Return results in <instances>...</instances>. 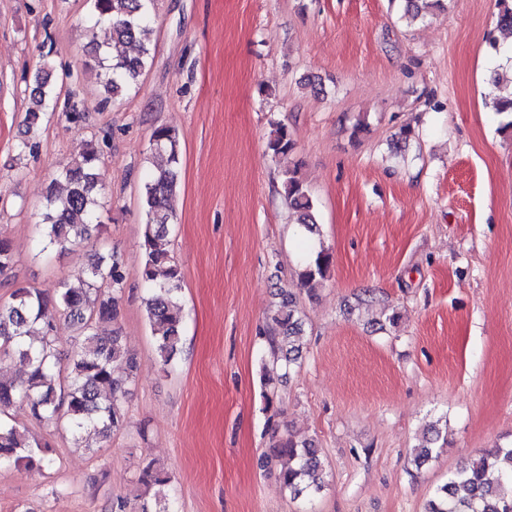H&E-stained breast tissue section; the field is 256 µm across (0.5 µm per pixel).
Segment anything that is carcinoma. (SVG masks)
<instances>
[{
  "label": "carcinoma",
  "mask_w": 512,
  "mask_h": 512,
  "mask_svg": "<svg viewBox=\"0 0 512 512\" xmlns=\"http://www.w3.org/2000/svg\"><path fill=\"white\" fill-rule=\"evenodd\" d=\"M91 27H107L112 42L95 48L94 70L112 98L122 95L146 68L150 57L154 0H89ZM497 26L512 32V0H496ZM443 0H405L404 17L416 21ZM58 85L52 68L45 66L29 95L25 121L36 132L42 114L54 107ZM488 107L509 117L504 128L512 129V92L489 94ZM273 155L294 151L288 127L279 124L267 143ZM101 150L93 141L49 185L39 227L41 251L66 250L88 244L95 238L103 188L97 168ZM151 165L142 188L145 223L142 228L143 260L135 271L149 290L145 311L154 338L156 358L163 367L174 364L182 352L183 275L164 247L168 227L174 221L171 200L180 182L179 134L167 126L156 127L150 138ZM281 189L298 221L311 233L317 229L315 204L298 169L283 174ZM332 256L325 248L309 253L297 272V286L309 297L327 280ZM127 268L112 253H96V259L75 287L60 282L54 296L28 284H18L10 301L0 304V354L21 367V375L0 379V415L18 402L28 404L31 417L40 423L63 421L74 445L89 453L95 446L84 438L93 433L103 442L124 428V398L129 379L114 376L113 367L126 363L135 370L133 358L116 327L120 315L118 292L127 278ZM281 300L266 317L260 333L266 344L263 368L291 370L303 348L302 319L292 291L280 289ZM62 310L76 332V348L68 365L58 360L55 348L56 322L50 310ZM269 448L265 466L276 468L280 484L296 497L311 498L325 486V470L314 441L302 438L280 425L268 422ZM439 431L415 446L412 464L419 470L432 458ZM25 464L40 471L54 466L50 448L32 444L27 431L0 418V467ZM140 500L139 512H169L166 488L170 475L165 466L151 460L134 478ZM424 512H512V444L497 445L448 473L436 488Z\"/></svg>",
  "instance_id": "obj_1"
}]
</instances>
